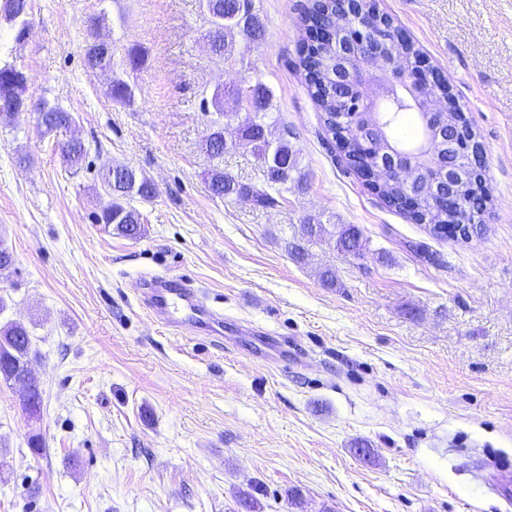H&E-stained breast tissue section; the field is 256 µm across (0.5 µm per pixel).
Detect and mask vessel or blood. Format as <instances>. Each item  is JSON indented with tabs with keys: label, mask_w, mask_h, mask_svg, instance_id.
I'll list each match as a JSON object with an SVG mask.
<instances>
[{
	"label": "vessel or blood",
	"mask_w": 512,
	"mask_h": 512,
	"mask_svg": "<svg viewBox=\"0 0 512 512\" xmlns=\"http://www.w3.org/2000/svg\"><path fill=\"white\" fill-rule=\"evenodd\" d=\"M144 304L157 320L176 330L211 315L199 301L195 289L174 279L150 280L144 291Z\"/></svg>",
	"instance_id": "b4317fda"
}]
</instances>
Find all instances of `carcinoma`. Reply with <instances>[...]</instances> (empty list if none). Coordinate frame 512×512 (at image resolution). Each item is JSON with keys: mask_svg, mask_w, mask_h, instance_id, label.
<instances>
[{"mask_svg": "<svg viewBox=\"0 0 512 512\" xmlns=\"http://www.w3.org/2000/svg\"><path fill=\"white\" fill-rule=\"evenodd\" d=\"M205 11L212 18H224V23L211 28L215 43V54L224 55L229 40L238 32L251 40L259 39L264 34V26L254 11L252 0H207ZM305 32L319 27L330 32L331 40L315 47L303 46L299 56V66L304 71L305 81L318 109L322 113L326 129L336 138L354 140L364 128L361 124L362 114H372L376 130H367L375 138L382 134L389 145L397 149L404 143L396 137L394 128L400 116L406 112L420 114L430 108L432 100L448 99V85L435 73L428 78V85L412 90L405 86L387 90L379 99H374V89L365 83L353 84L336 79L341 57V44L346 39L347 29L363 28L367 31L368 47L373 52L388 60H408L420 56L414 43L402 35L401 30L391 24L383 28L374 25L369 14L368 3L359 0L352 7L344 5L343 0H312L302 18ZM148 55L141 45L133 44L127 48L125 65L133 70H140L147 64ZM21 84L18 73L12 64L0 65V107H11L23 111L25 107L14 102L16 86ZM130 84L117 73H112L107 95L114 101L124 104L133 103L129 91ZM232 94L243 103L254 106L255 120L246 126L235 145L248 148L261 161V185L250 186L235 180L224 172V168L215 165L207 172V183L212 195L219 198L239 197L245 193L254 195L259 204H266L292 190L303 182L298 168L296 151L282 137L278 139L274 156L268 157L269 143L266 139L268 111L272 107L273 91L265 84L253 83L243 77L232 89ZM226 90L216 88L207 99V105L201 108L219 116H228L224 112ZM43 112L39 113V124L45 131L59 132L75 121L73 113L57 104L42 99ZM451 112L456 114L457 126L448 128V136H471L470 126L463 110L456 104ZM224 125L212 127L203 142V150L213 160L221 161L230 146L224 143ZM62 158L68 169L77 171L81 168L88 154L87 146L81 142L58 144ZM376 145L368 148L350 150L347 154L349 167L355 171L374 162ZM136 189L133 192H118L111 186L108 172L99 175V184L110 198L106 207L97 216V222L111 228L119 236L138 239L145 232L141 214L131 204L138 198H152V184L148 178L133 173ZM407 189L404 178L391 174L376 190L379 198L390 208L401 209V199ZM491 203L487 187L485 168L473 171V180L465 190L453 188L443 183L437 189H426L420 196L421 212L418 221L423 224H470L483 223L484 214ZM335 244L342 253L359 257L364 249L363 233L352 224H341L333 232ZM30 337L27 327L17 321H8L0 325V380L21 385L24 392L23 406L33 413H39L42 405V390L36 377L28 376L30 368Z\"/></svg>", "mask_w": 512, "mask_h": 512, "instance_id": "1", "label": "carcinoma"}]
</instances>
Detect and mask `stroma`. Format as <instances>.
Instances as JSON below:
<instances>
[{
	"mask_svg": "<svg viewBox=\"0 0 512 512\" xmlns=\"http://www.w3.org/2000/svg\"><path fill=\"white\" fill-rule=\"evenodd\" d=\"M253 4L263 38L223 57L201 0H32L22 43L0 18V62L72 112L89 149L70 173L36 114L0 119V245L15 259L0 324L27 326L43 389L32 420L0 380V512H245L246 492L255 512H512L475 471L512 464V0H375L485 147L492 201L467 242L348 169L299 67L310 0ZM100 14L113 61L148 51L126 75L132 104L85 63ZM244 74L272 88L270 137L306 174L265 206L206 183L202 94ZM113 164L155 186L141 239L96 221ZM309 218L358 226L362 257L325 236L296 260ZM154 276L205 288L221 327H162L140 293Z\"/></svg>",
	"mask_w": 512,
	"mask_h": 512,
	"instance_id": "obj_1",
	"label": "stroma"
}]
</instances>
